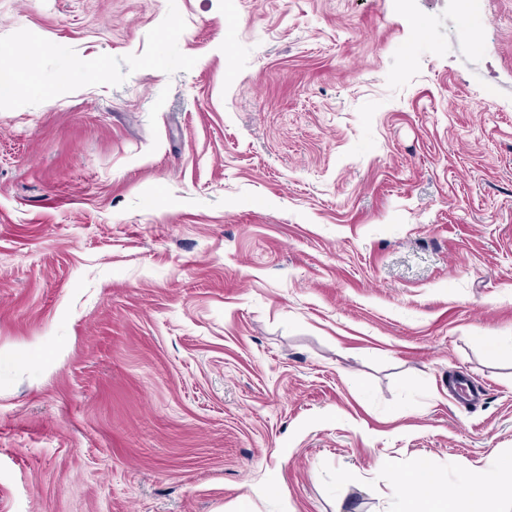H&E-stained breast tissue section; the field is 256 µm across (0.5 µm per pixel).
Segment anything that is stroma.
<instances>
[{
    "instance_id": "stroma-1",
    "label": "stroma",
    "mask_w": 512,
    "mask_h": 512,
    "mask_svg": "<svg viewBox=\"0 0 512 512\" xmlns=\"http://www.w3.org/2000/svg\"><path fill=\"white\" fill-rule=\"evenodd\" d=\"M20 42L0 512L512 480V357L479 342H512V0H0Z\"/></svg>"
}]
</instances>
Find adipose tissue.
Returning <instances> with one entry per match:
<instances>
[{"label": "adipose tissue", "mask_w": 512, "mask_h": 512, "mask_svg": "<svg viewBox=\"0 0 512 512\" xmlns=\"http://www.w3.org/2000/svg\"><path fill=\"white\" fill-rule=\"evenodd\" d=\"M394 492L407 504L425 505L427 512H486L492 499L512 504V483H491L474 477L443 486L424 463L395 481Z\"/></svg>", "instance_id": "1"}]
</instances>
